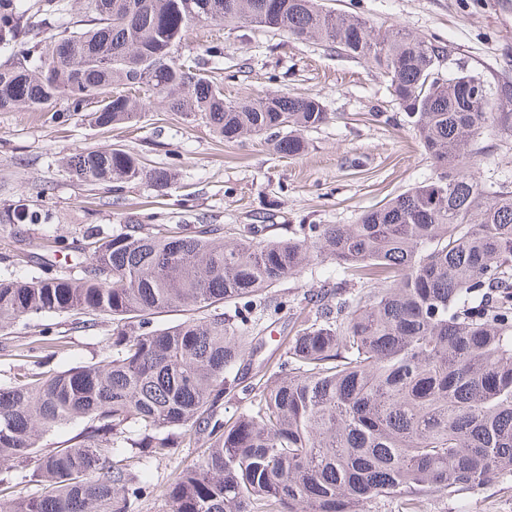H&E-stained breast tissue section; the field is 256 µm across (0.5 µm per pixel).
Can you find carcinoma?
I'll return each mask as SVG.
<instances>
[{
	"instance_id": "obj_1",
	"label": "carcinoma",
	"mask_w": 512,
	"mask_h": 512,
	"mask_svg": "<svg viewBox=\"0 0 512 512\" xmlns=\"http://www.w3.org/2000/svg\"><path fill=\"white\" fill-rule=\"evenodd\" d=\"M0 0V112H43L59 98L94 123L128 124L157 102L216 137L263 136L305 151L302 132L329 120L317 97L286 93L224 101V49L181 53L198 25L253 26L327 43L376 66L436 170L355 224L221 241L220 228L130 225L95 242L84 275L0 276V335L33 315L73 309L112 319L95 362L32 372L0 387V461L38 487L13 493L0 471V512H140L131 469L194 444L201 454L165 489L168 512H401L512 476V189L477 176L479 139L512 132V113L462 72L435 76L441 47L402 26L326 9L322 0ZM464 82L484 90L472 106ZM87 185L140 179L163 191L166 168L125 149H85L66 161ZM20 199L0 224H44ZM330 260L352 291L326 288L293 313L294 335L258 381L235 368L263 346L259 316L280 312L271 290ZM190 311L166 327L155 315ZM244 404L224 419V397ZM78 426L47 450L43 440Z\"/></svg>"
}]
</instances>
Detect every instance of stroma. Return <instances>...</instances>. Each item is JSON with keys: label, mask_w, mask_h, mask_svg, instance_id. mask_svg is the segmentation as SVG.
<instances>
[{"label": "stroma", "mask_w": 512, "mask_h": 512, "mask_svg": "<svg viewBox=\"0 0 512 512\" xmlns=\"http://www.w3.org/2000/svg\"><path fill=\"white\" fill-rule=\"evenodd\" d=\"M331 10L358 15L375 26L400 25L441 46L440 77L469 71L492 90H512V0H323ZM224 45V98L237 101L270 92L315 96L330 114L326 124L305 132L307 149L297 156L275 152L263 138L219 141L208 127L149 106L136 125L97 127L87 113H69L57 124L26 110L0 112V207L33 200L49 187L45 224L0 226V256L23 253L0 275L40 273L41 258L57 265L84 260L90 242L124 226L218 224L234 232L253 224L298 228L302 224H352L365 210L431 180L432 160L374 65L352 59L319 41H300L256 27L220 31L194 27L183 48L209 40ZM477 171L485 184L512 186V134L499 131L479 142ZM88 147L123 148L144 166L170 167L175 184L164 191L141 182L119 190L81 186L64 171V156ZM336 267L315 262L275 293L293 306L335 284ZM62 349L54 366L98 359L112 336V323L78 312L20 321L0 337V385L37 371L41 352L31 351L41 324ZM196 448H178L167 458L139 464L146 487L142 512H167L164 491ZM426 512H512V477L477 492L459 491L428 502Z\"/></svg>", "instance_id": "35a3bbf8"}]
</instances>
